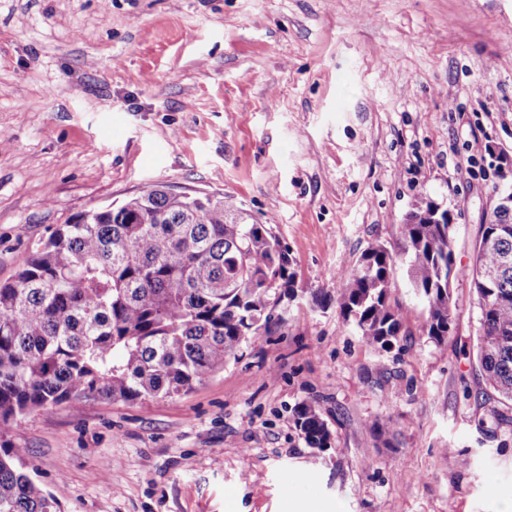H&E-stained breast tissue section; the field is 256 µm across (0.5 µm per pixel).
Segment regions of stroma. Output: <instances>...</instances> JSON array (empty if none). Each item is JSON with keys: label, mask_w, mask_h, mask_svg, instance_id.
Here are the masks:
<instances>
[{"label": "stroma", "mask_w": 512, "mask_h": 512, "mask_svg": "<svg viewBox=\"0 0 512 512\" xmlns=\"http://www.w3.org/2000/svg\"><path fill=\"white\" fill-rule=\"evenodd\" d=\"M506 175L512 0H0L1 284L59 225L154 185L272 222L298 272L285 327L189 393L19 417L26 471L61 512H501L512 426L470 279L436 345L398 255L412 335L388 351L311 296L397 250L421 197L471 266ZM303 401L330 447L296 429Z\"/></svg>", "instance_id": "1"}]
</instances>
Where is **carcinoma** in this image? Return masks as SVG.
I'll return each instance as SVG.
<instances>
[{
  "instance_id": "carcinoma-1",
  "label": "carcinoma",
  "mask_w": 512,
  "mask_h": 512,
  "mask_svg": "<svg viewBox=\"0 0 512 512\" xmlns=\"http://www.w3.org/2000/svg\"><path fill=\"white\" fill-rule=\"evenodd\" d=\"M453 222L429 198L400 225L401 254L424 298L416 333L441 345L453 331L450 283L472 280L480 311L476 356L499 398L497 424H512V208L482 225L475 260L456 265ZM395 252L365 250L336 293L365 343L390 350L406 318L390 298ZM297 273L270 224L208 195L154 186L118 207L80 214L25 254L0 284V512H58L24 471L25 450L7 443L18 417L52 405L74 411L103 398L172 397L224 370L242 346L283 327L279 314ZM311 448L330 432L315 408L293 410Z\"/></svg>"
}]
</instances>
